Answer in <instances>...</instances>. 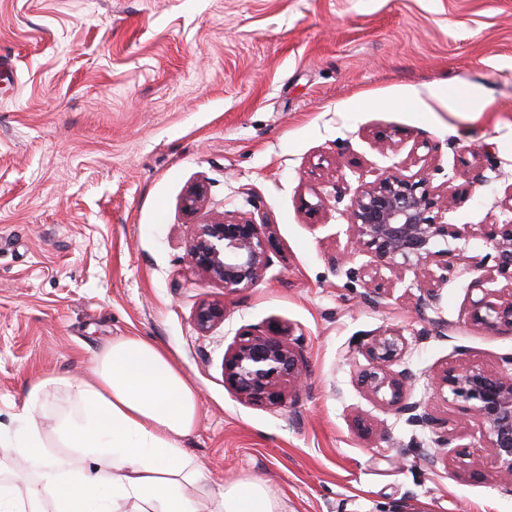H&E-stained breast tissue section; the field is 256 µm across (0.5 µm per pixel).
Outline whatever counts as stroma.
Listing matches in <instances>:
<instances>
[{"mask_svg":"<svg viewBox=\"0 0 512 512\" xmlns=\"http://www.w3.org/2000/svg\"><path fill=\"white\" fill-rule=\"evenodd\" d=\"M395 164L452 181L449 223L497 217L512 184V0H0V425L34 379L82 375L112 338L142 336L199 391L185 449L206 487L257 477L285 512H512L479 427L430 386L512 355V335L470 321L474 275L421 312L362 301L335 265L362 261L343 217L359 173ZM228 212L264 215L279 243L264 280L234 294L187 257L195 225ZM211 299L226 317L203 333L194 313ZM273 319L303 340L307 385L288 406L224 386L236 332ZM393 328L410 400L458 428L455 447L357 385L352 343Z\"/></svg>","mask_w":512,"mask_h":512,"instance_id":"obj_1","label":"stroma"}]
</instances>
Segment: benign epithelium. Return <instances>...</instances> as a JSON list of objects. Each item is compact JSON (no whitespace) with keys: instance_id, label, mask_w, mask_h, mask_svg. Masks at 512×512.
<instances>
[{"instance_id":"benign-epithelium-1","label":"benign epithelium","mask_w":512,"mask_h":512,"mask_svg":"<svg viewBox=\"0 0 512 512\" xmlns=\"http://www.w3.org/2000/svg\"><path fill=\"white\" fill-rule=\"evenodd\" d=\"M205 194L202 186L189 190L183 198L184 210L196 212ZM453 196L452 186L443 192L432 189L423 174L391 171L359 184L345 216L355 250L370 261L349 267L345 275L364 285V302L380 304L393 297L396 285L410 273L411 286L418 291L415 305L426 309L437 305L448 278L477 272V293L469 303L471 323L491 333H512V286L494 287L500 277L512 283V184L506 189L502 219L492 224L442 221ZM476 234L493 251L489 267L467 256L459 245ZM274 246L272 225L251 213L195 225L188 258L194 271L220 283L224 292L236 293L264 278ZM225 313L223 301H203L194 322L207 332L224 322ZM407 349V338L395 329L352 345L351 350L367 361L357 381L368 395L406 416L408 424L429 426L435 419L427 407L405 402L414 375L406 368L394 369ZM305 371L300 339L276 321L263 330L237 332L224 351V384L246 401L283 404L282 388H299ZM431 385L462 403L463 421L483 428L495 476L512 484V372L463 363L434 375Z\"/></svg>"}]
</instances>
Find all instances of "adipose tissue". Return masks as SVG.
Returning <instances> with one entry per match:
<instances>
[{
  "instance_id": "adipose-tissue-1",
  "label": "adipose tissue",
  "mask_w": 512,
  "mask_h": 512,
  "mask_svg": "<svg viewBox=\"0 0 512 512\" xmlns=\"http://www.w3.org/2000/svg\"><path fill=\"white\" fill-rule=\"evenodd\" d=\"M65 388L68 411L45 436L31 415ZM198 391L171 355L140 336L114 338L87 375L33 380L13 427H0V512H201V481L184 441L195 430ZM34 468L25 493L16 471ZM208 512H281L260 479L208 492Z\"/></svg>"
}]
</instances>
